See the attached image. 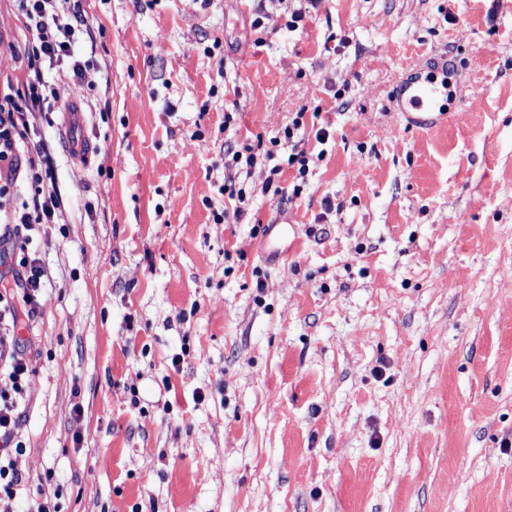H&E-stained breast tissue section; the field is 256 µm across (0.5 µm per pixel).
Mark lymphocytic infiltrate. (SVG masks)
<instances>
[{"label": "lymphocytic infiltrate", "mask_w": 512, "mask_h": 512, "mask_svg": "<svg viewBox=\"0 0 512 512\" xmlns=\"http://www.w3.org/2000/svg\"><path fill=\"white\" fill-rule=\"evenodd\" d=\"M24 24L32 35L27 55L29 75L23 89L0 102V193L16 184L28 183L31 198L21 210L11 213L0 232L12 237L23 236L34 227L53 223L62 204L61 196L47 167L45 147L30 148L29 117L33 110L47 102L41 89L44 85L43 62L71 58L70 35L81 14L71 0H17ZM21 276L16 286L0 289V323L7 332L0 333V376L7 377L9 389H0V497L10 499L23 495L26 481L16 469L13 457L24 446L18 439L22 399L29 385L31 369L27 355L9 328L15 325L18 306L38 307L45 296L48 273L39 259L28 252L17 255Z\"/></svg>", "instance_id": "obj_1"}]
</instances>
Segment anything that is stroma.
Returning <instances> with one entry per match:
<instances>
[{"mask_svg": "<svg viewBox=\"0 0 512 512\" xmlns=\"http://www.w3.org/2000/svg\"><path fill=\"white\" fill-rule=\"evenodd\" d=\"M79 7L83 71L44 78L92 151L31 115L63 206L24 246L49 296L0 512H512V0H316L293 31L278 0ZM31 41L0 0V97ZM443 67L412 126L398 88ZM300 111L329 131L301 181Z\"/></svg>", "mask_w": 512, "mask_h": 512, "instance_id": "35a3bbf8", "label": "stroma"}]
</instances>
